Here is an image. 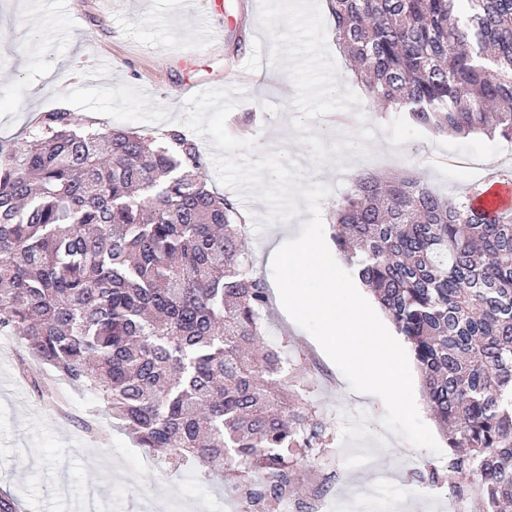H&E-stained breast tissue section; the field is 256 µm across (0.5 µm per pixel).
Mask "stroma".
<instances>
[{"label": "stroma", "mask_w": 512, "mask_h": 512, "mask_svg": "<svg viewBox=\"0 0 512 512\" xmlns=\"http://www.w3.org/2000/svg\"><path fill=\"white\" fill-rule=\"evenodd\" d=\"M202 0H0V138L23 143L42 112L63 106L77 122L133 128L146 137L184 129L196 85L230 93L231 124L239 139L262 152L289 149L305 174L322 183L325 234L332 207L359 171L403 172L456 196L512 168V142L474 135H435L401 113L371 111L336 41L330 0H222L214 22L224 36L190 60ZM343 82L339 97L323 94L327 80ZM352 113L335 131L333 147L310 142L332 114ZM367 152L348 158L344 142ZM456 165H449V158ZM208 179L231 197L247 224L253 271L272 280L268 252L300 232L309 213L269 223L268 207ZM289 339L302 355L296 388L317 407L333 443L300 469L307 496L330 494L342 512H449L448 500L423 495L426 463L447 457L413 450L381 425L380 397L361 398L317 341L269 298L264 343ZM0 491L19 512H242L231 482L173 465L137 447L92 392L55 378L28 360L20 342L0 335Z\"/></svg>", "instance_id": "35a3bbf8"}]
</instances>
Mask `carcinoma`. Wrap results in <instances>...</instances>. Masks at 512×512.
<instances>
[{
    "instance_id": "obj_1",
    "label": "carcinoma",
    "mask_w": 512,
    "mask_h": 512,
    "mask_svg": "<svg viewBox=\"0 0 512 512\" xmlns=\"http://www.w3.org/2000/svg\"><path fill=\"white\" fill-rule=\"evenodd\" d=\"M336 39L377 112L435 133L512 140V0H332ZM0 142V333L93 392L137 444L222 473L259 512L330 447L288 392V341L261 344L269 304L246 224L195 140L78 127L41 113ZM424 180L359 173L333 240L410 345L448 471L488 512L512 506V207Z\"/></svg>"
}]
</instances>
